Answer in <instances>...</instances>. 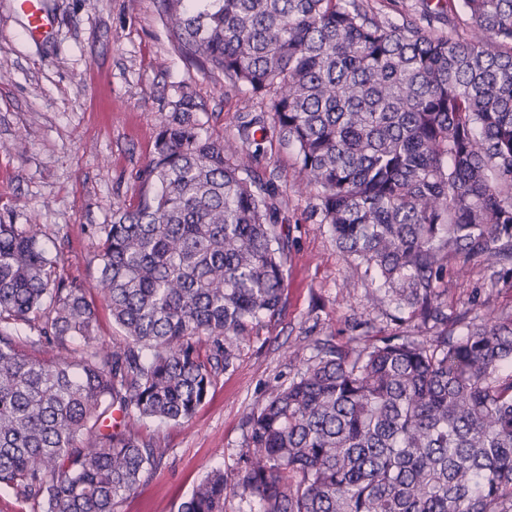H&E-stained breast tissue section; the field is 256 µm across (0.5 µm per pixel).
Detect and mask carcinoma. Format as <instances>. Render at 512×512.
<instances>
[{"label":"carcinoma","instance_id":"1","mask_svg":"<svg viewBox=\"0 0 512 512\" xmlns=\"http://www.w3.org/2000/svg\"><path fill=\"white\" fill-rule=\"evenodd\" d=\"M160 5L184 60L269 102L375 302L432 329L316 342L248 417L237 476L212 468L178 512L230 497L259 512H512V312L464 321L440 288L451 259L512 273V0H438L399 22L363 0ZM459 8L467 35L435 32ZM195 109L175 104L136 207L94 228L110 344L61 254L0 223V488L40 512H115L167 453L141 425L190 420L280 314L277 187ZM238 132L267 137L258 116Z\"/></svg>","mask_w":512,"mask_h":512}]
</instances>
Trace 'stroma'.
<instances>
[{
  "label": "stroma",
  "mask_w": 512,
  "mask_h": 512,
  "mask_svg": "<svg viewBox=\"0 0 512 512\" xmlns=\"http://www.w3.org/2000/svg\"><path fill=\"white\" fill-rule=\"evenodd\" d=\"M43 2L55 27L36 43L15 0H0V215L36 225L47 247L63 250L60 272L85 286L107 340L117 330L99 305L96 270L88 264L97 243L92 229L111 223L117 208L136 205L138 174L161 119L187 94L203 129L234 142L240 116H265L269 108L180 57L157 0ZM249 164L273 178L290 219L282 312L217 377L192 419L144 427L167 455L116 512H178L211 467L235 475L250 413L272 387L296 377L316 341L346 343L366 320L377 336L394 327L363 268L340 253L330 226L315 214L316 191L303 185L294 148L267 138ZM443 285L449 314L474 316L487 306L512 311V279L491 276L480 263L462 269L449 261Z\"/></svg>",
  "instance_id": "obj_1"
}]
</instances>
